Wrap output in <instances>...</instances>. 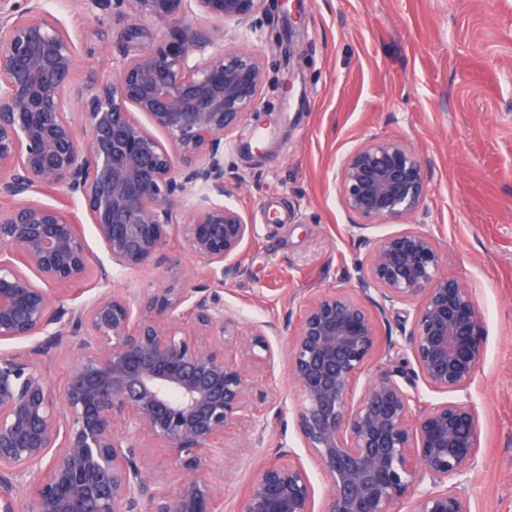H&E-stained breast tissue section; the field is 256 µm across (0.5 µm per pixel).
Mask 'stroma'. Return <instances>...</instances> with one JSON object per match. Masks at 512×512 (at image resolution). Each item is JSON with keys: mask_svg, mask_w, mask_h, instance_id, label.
<instances>
[{"mask_svg": "<svg viewBox=\"0 0 512 512\" xmlns=\"http://www.w3.org/2000/svg\"><path fill=\"white\" fill-rule=\"evenodd\" d=\"M75 40L74 87L105 80L103 41L116 40L115 17H86L77 0H46ZM304 35L296 93L282 97L284 49L259 43L268 71L260 101L224 143V180L253 232L239 271L224 285L228 314L296 327L301 300L356 292L370 239L395 224L353 235L336 188L339 166L372 136L409 142L424 160L430 193L416 220L448 254V272L474 288L488 325L471 389L481 426L482 466L471 512H512V0H301ZM277 212L278 224L267 221ZM180 274L118 273L114 286L140 292L203 286V264L174 236L164 249ZM264 376L285 406L265 447L237 450L228 434L221 512H234L260 464L286 445L315 487L325 484L296 437L297 391L287 380L283 339Z\"/></svg>", "mask_w": 512, "mask_h": 512, "instance_id": "obj_1", "label": "stroma"}]
</instances>
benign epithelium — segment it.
<instances>
[{"label":"benign epithelium","mask_w":512,"mask_h":512,"mask_svg":"<svg viewBox=\"0 0 512 512\" xmlns=\"http://www.w3.org/2000/svg\"><path fill=\"white\" fill-rule=\"evenodd\" d=\"M25 2L0 0V343L41 340L0 351V512H218L223 490L209 475L224 470V433L260 448L272 430L276 397L262 379L281 331L242 329L220 295L253 231L227 202L224 137L258 105L264 57L205 34L197 18L260 39L268 0H79L87 16L127 24L120 58L101 47L112 79L76 93L73 38L41 0ZM148 22L167 33L140 49ZM297 57L288 42V94ZM338 193L353 232L402 223L429 193L426 165L407 141L375 136L342 161ZM38 195L80 203L107 261L91 255L72 213ZM174 234L213 287L112 289L116 270L160 268ZM361 270L363 298L303 301L287 338L297 434L328 484L321 508L302 462L280 448L234 512H395L406 495L415 512H469L481 438L471 387L487 336L474 291L416 227L376 238ZM90 278L98 295L70 304ZM378 298L390 311L410 306L411 326L355 400L376 352L368 303ZM402 350L415 367L395 365ZM52 353L77 357L60 388ZM419 381L451 399L422 401ZM144 435L179 472L175 485L152 474Z\"/></svg>","instance_id":"1"}]
</instances>
